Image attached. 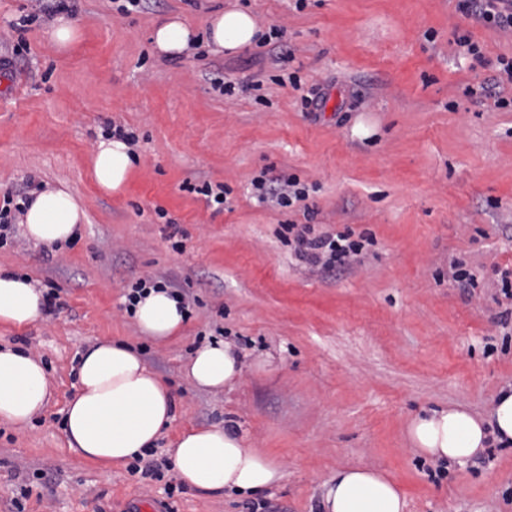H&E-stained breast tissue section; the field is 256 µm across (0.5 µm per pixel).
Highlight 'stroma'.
I'll return each instance as SVG.
<instances>
[{"mask_svg":"<svg viewBox=\"0 0 512 512\" xmlns=\"http://www.w3.org/2000/svg\"><path fill=\"white\" fill-rule=\"evenodd\" d=\"M241 2L281 37L165 58L150 41L158 19L200 30L226 0H145L127 15L114 0H69L83 37L67 52L49 22L30 19L29 0H0V196L63 182L88 215L61 248L21 231L0 244L1 267L53 283L61 302L36 324L0 325V344L40 359L53 391L28 427L0 424V512H320L322 484L342 466L389 473L405 512H512V444L459 464L419 455L405 433L432 408L490 416L512 386L501 280L512 272V85L490 87L512 33L462 16L455 0ZM464 34L482 60L458 46ZM313 93L318 108L302 111ZM115 123L137 136L140 162L108 196L89 160ZM264 172L296 176L306 199L259 201L251 181ZM205 183L230 188L223 209L196 193ZM290 224L365 245L349 264L310 269L284 240ZM454 262L476 286L452 279ZM140 279L186 298L167 342L126 311ZM220 336L237 344L243 375L196 389L183 364ZM101 338L127 341L172 389L153 461L184 429L231 419L281 480L253 497L205 496L73 456L62 413L79 352Z\"/></svg>","mask_w":512,"mask_h":512,"instance_id":"35a3bbf8","label":"stroma"}]
</instances>
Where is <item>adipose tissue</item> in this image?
<instances>
[{
  "label": "adipose tissue",
  "mask_w": 512,
  "mask_h": 512,
  "mask_svg": "<svg viewBox=\"0 0 512 512\" xmlns=\"http://www.w3.org/2000/svg\"><path fill=\"white\" fill-rule=\"evenodd\" d=\"M261 29L254 17L232 0L207 20L208 44L215 53H237L257 45ZM154 49L163 56L189 54L197 34L180 16L155 23ZM138 165L126 142L99 140L91 172L106 194L123 193ZM87 214L67 186L34 194L21 216L28 238L62 245L74 239ZM44 299L33 282L0 268V324L22 327L43 317ZM139 332L158 342L175 336L185 311L165 290H149L133 309ZM241 356L230 342L217 341L194 351L184 374L201 390L224 388L240 380ZM51 387L39 359L0 346V423L27 426L45 410ZM173 421L168 383L151 371L125 341L99 340L77 363V380L64 415L69 451L108 468H123L163 435ZM412 448L436 460L462 463L491 442H512V388L501 390L490 418L453 405L414 417L407 426ZM169 457L183 481L201 492L256 495L277 483L281 468L265 452L251 447L232 423L192 427L173 442ZM405 496L384 472L372 467L339 469L323 484L321 512H404Z\"/></svg>",
  "instance_id": "ef3b65f1"
}]
</instances>
